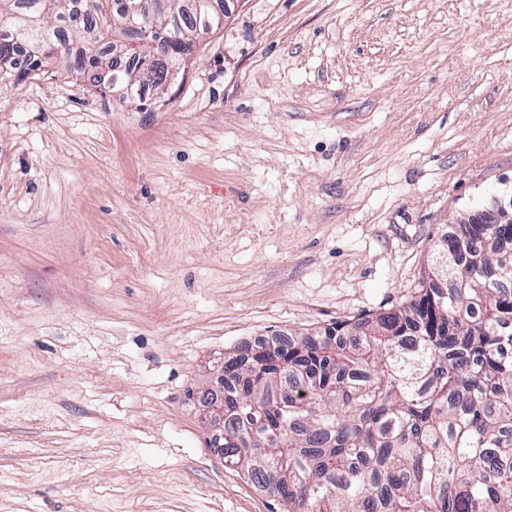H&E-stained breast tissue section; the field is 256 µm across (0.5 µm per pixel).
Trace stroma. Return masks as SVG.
Masks as SVG:
<instances>
[{
	"label": "stroma",
	"mask_w": 512,
	"mask_h": 512,
	"mask_svg": "<svg viewBox=\"0 0 512 512\" xmlns=\"http://www.w3.org/2000/svg\"><path fill=\"white\" fill-rule=\"evenodd\" d=\"M152 112L0 88V512H286L187 393L407 302L512 202V0H227Z\"/></svg>",
	"instance_id": "35a3bbf8"
}]
</instances>
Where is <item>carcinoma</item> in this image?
Returning a JSON list of instances; mask_svg holds the SVG:
<instances>
[{"mask_svg":"<svg viewBox=\"0 0 512 512\" xmlns=\"http://www.w3.org/2000/svg\"><path fill=\"white\" fill-rule=\"evenodd\" d=\"M111 0H0V71L20 79L54 58L65 74L126 98L113 57L142 28L166 27ZM216 0H168L187 41ZM83 16L81 48L48 28ZM164 104L159 75L147 74ZM512 224L442 234L410 301L226 360L229 463L287 512H512Z\"/></svg>","mask_w":512,"mask_h":512,"instance_id":"cac0c4a2","label":"carcinoma"}]
</instances>
